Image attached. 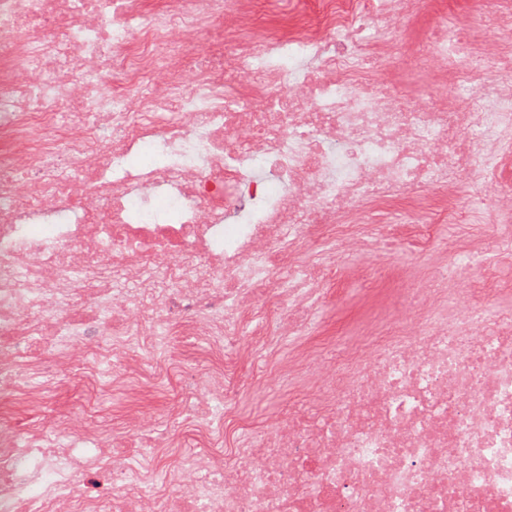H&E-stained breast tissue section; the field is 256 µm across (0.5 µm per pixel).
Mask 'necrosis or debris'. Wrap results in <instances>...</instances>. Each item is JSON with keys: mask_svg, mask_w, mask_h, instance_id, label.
I'll return each mask as SVG.
<instances>
[{"mask_svg": "<svg viewBox=\"0 0 512 512\" xmlns=\"http://www.w3.org/2000/svg\"><path fill=\"white\" fill-rule=\"evenodd\" d=\"M480 2L410 44L426 0H0V512H512V315L469 267L400 275L406 312L341 358L314 322L384 242L429 249L462 182L468 255L512 237V0ZM417 66L439 93L400 89ZM260 349L313 420L239 413ZM71 369L76 413L47 414ZM158 379L177 430L120 454L153 414L100 396ZM173 348L177 352L183 353V359L186 368L189 371L200 373L204 368L205 346L192 338L179 337L173 343Z\"/></svg>", "mask_w": 512, "mask_h": 512, "instance_id": "4bbe7bcc", "label": "necrosis or debris"}]
</instances>
